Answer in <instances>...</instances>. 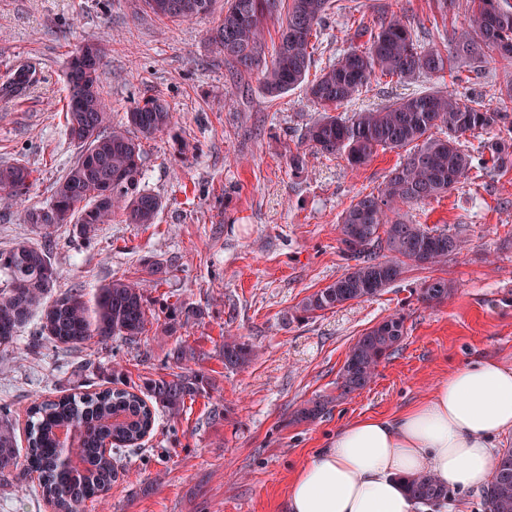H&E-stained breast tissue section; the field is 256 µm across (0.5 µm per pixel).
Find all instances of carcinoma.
I'll return each mask as SVG.
<instances>
[{
	"label": "carcinoma",
	"mask_w": 512,
	"mask_h": 512,
	"mask_svg": "<svg viewBox=\"0 0 512 512\" xmlns=\"http://www.w3.org/2000/svg\"><path fill=\"white\" fill-rule=\"evenodd\" d=\"M144 3L154 14L173 20H189L211 6V0ZM172 3L184 7L174 13ZM280 4L281 0H226L224 17L210 30L209 41L237 74L261 65L262 20ZM329 7V0H291L276 55L263 71L265 92L279 96L307 83L309 98L322 112L306 126L304 140L323 154L345 156L353 167L365 165L380 149L412 145L414 150L390 171L383 187L360 196L341 216L340 243L355 264L302 300L296 307L301 319L380 294L409 263L432 267L461 253L466 240L458 233L414 224L399 215V205L446 193L473 170L512 167V4L508 0H469L470 28L455 36L446 54L419 46L406 21L396 14L374 32L359 25L354 36H368L365 46L349 49L309 81L311 39ZM489 53L503 61L505 85L487 102L450 88L352 115L338 112L354 96L370 91L374 79L437 76L453 70L457 62L478 65ZM103 75V52L98 46L85 44L68 56L65 135L78 142L81 153L55 183L48 201L21 209L22 223L35 229L44 242L22 240L8 250L0 249V272L6 277V286L0 288L1 346L14 342L21 325L59 286L62 273L47 241L60 227L72 224L78 237L90 242L118 211L130 224H152L162 209L160 198L142 186L143 142L171 129L173 113L164 100L152 98L126 112L124 125H112L101 98ZM37 82L33 69L18 65L0 91L19 96ZM435 130L441 136L434 135ZM475 133L487 139L469 150L460 138ZM31 179L32 170L23 164L0 166V192L16 202L23 201ZM146 288L145 279L118 278L97 288L90 299L79 291L66 293L46 307L38 334L70 350L92 342L106 347L117 338L136 343L149 322ZM449 291L447 281L435 279L423 285L420 295L425 302L437 303L448 298ZM203 315L198 308L174 306L165 317L164 332L173 335ZM404 333L405 317L395 314L358 336L339 371L338 394L306 402L296 411V419L315 422L331 404L367 387ZM253 355V346L243 337H224L225 368H242ZM112 377V386L98 392L34 401L23 455L11 414L0 406V485L20 483L35 473L42 496L58 512H81L86 503L109 497L120 463L142 449L157 410L177 418L186 400L203 390V379L190 372L150 379L138 393L118 387V368L112 369ZM62 428L76 436V468L64 463L66 447L58 436ZM405 486L418 505L433 507L448 498V488L429 475L409 477ZM482 502L484 512H512V448L494 461Z\"/></svg>",
	"instance_id": "obj_1"
}]
</instances>
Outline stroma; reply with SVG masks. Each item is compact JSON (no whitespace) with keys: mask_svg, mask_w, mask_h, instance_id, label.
I'll use <instances>...</instances> for the list:
<instances>
[{"mask_svg":"<svg viewBox=\"0 0 512 512\" xmlns=\"http://www.w3.org/2000/svg\"><path fill=\"white\" fill-rule=\"evenodd\" d=\"M224 4L213 0L210 13L182 22L153 15L143 0H0V78L19 62L34 63L41 75L25 95H0V165L32 170L28 204L50 197L79 152L64 134V63L74 48L106 49L101 96L113 124L150 97L167 101L176 120L143 144V184L163 202L154 223L115 216L90 245L69 224L54 235L62 293L143 279L147 261H163V274L147 290L153 318L141 340L75 352L38 338L35 316L14 344L0 346V404L10 405L22 448L33 400L108 386L116 364L129 384L140 385L175 372L165 355L176 344L198 352L184 367L203 376L204 391L179 418L157 413L143 451L124 459L111 496L85 512H285L290 481L341 426L394 415L478 358L512 368V169L473 172L447 193L401 206L414 223L467 237L466 250L447 264L406 265L373 298L294 319L305 297L349 265L339 242L342 213L378 191L406 152L381 149L355 168L344 156L309 151L301 133L320 111L305 86L270 97L260 73L232 78L210 44ZM393 13L427 48H444L470 26L466 0L445 16L437 0H331L311 75L350 47L354 21L374 30ZM451 82L382 79L346 110L374 109ZM296 150L307 161L299 173L288 166ZM434 279L447 280L451 292L427 305L418 290ZM172 303L205 315L166 335L160 317ZM396 313L405 316L404 340L371 383L316 422H295L308 400L335 395L355 339ZM228 334L253 345L248 366L225 369ZM36 485L0 486V512H51Z\"/></svg>","mask_w":512,"mask_h":512,"instance_id":"stroma-1","label":"stroma"}]
</instances>
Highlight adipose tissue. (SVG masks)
Instances as JSON below:
<instances>
[{"label": "adipose tissue", "mask_w": 512, "mask_h": 512, "mask_svg": "<svg viewBox=\"0 0 512 512\" xmlns=\"http://www.w3.org/2000/svg\"><path fill=\"white\" fill-rule=\"evenodd\" d=\"M510 433L512 369L478 360L395 416L339 428L292 479L288 512H414L406 477L428 474L455 490L486 486L493 440Z\"/></svg>", "instance_id": "obj_1"}]
</instances>
